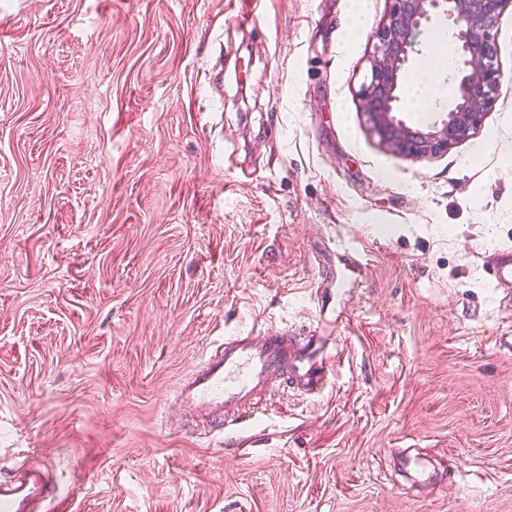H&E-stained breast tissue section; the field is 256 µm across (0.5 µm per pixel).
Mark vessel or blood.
Returning a JSON list of instances; mask_svg holds the SVG:
<instances>
[{
    "mask_svg": "<svg viewBox=\"0 0 512 512\" xmlns=\"http://www.w3.org/2000/svg\"><path fill=\"white\" fill-rule=\"evenodd\" d=\"M485 273L494 302H512V248L497 249ZM344 293V281L335 277L330 287L316 288L313 300L319 316H330L338 328L345 321L334 302ZM335 366L336 352L322 337L254 327L216 344L178 386L175 401L205 433L230 431L266 412L280 390L320 394ZM53 498L46 466L22 464L0 479V512H50Z\"/></svg>",
    "mask_w": 512,
    "mask_h": 512,
    "instance_id": "vessel-or-blood-1",
    "label": "vessel or blood"
}]
</instances>
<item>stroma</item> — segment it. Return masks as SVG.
I'll list each match as a JSON object with an SVG mask.
<instances>
[{"instance_id":"obj_1","label":"stroma","mask_w":512,"mask_h":512,"mask_svg":"<svg viewBox=\"0 0 512 512\" xmlns=\"http://www.w3.org/2000/svg\"><path fill=\"white\" fill-rule=\"evenodd\" d=\"M390 6L0 0V476L50 462L71 512H512V306L483 270L512 247V86L447 152L393 153L360 101ZM333 239L369 267L324 393L253 447L181 430L216 341L320 329Z\"/></svg>"}]
</instances>
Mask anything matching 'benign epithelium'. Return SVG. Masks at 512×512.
<instances>
[{
  "label": "benign epithelium",
  "mask_w": 512,
  "mask_h": 512,
  "mask_svg": "<svg viewBox=\"0 0 512 512\" xmlns=\"http://www.w3.org/2000/svg\"><path fill=\"white\" fill-rule=\"evenodd\" d=\"M392 8L376 32L371 78L361 90L363 112L372 130L399 154L414 157L445 152L469 139L501 96L504 74L493 29L512 0H391ZM448 21L455 48L453 101L422 129L408 126L402 111L403 73L409 68L421 28Z\"/></svg>",
  "instance_id": "1"
}]
</instances>
